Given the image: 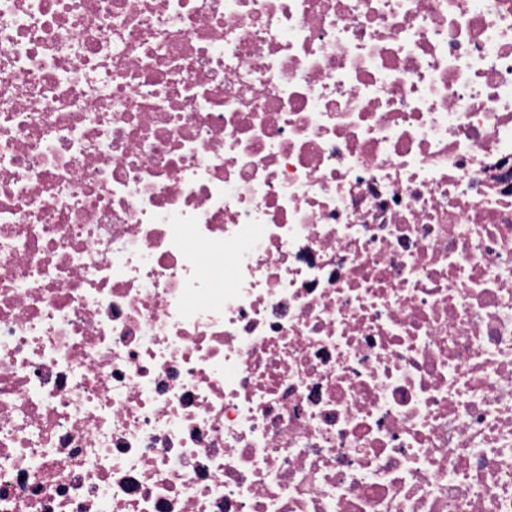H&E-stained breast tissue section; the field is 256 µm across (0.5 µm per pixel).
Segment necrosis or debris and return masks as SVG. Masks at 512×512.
<instances>
[{
    "label": "necrosis or debris",
    "mask_w": 512,
    "mask_h": 512,
    "mask_svg": "<svg viewBox=\"0 0 512 512\" xmlns=\"http://www.w3.org/2000/svg\"><path fill=\"white\" fill-rule=\"evenodd\" d=\"M0 512H512V0H0Z\"/></svg>",
    "instance_id": "obj_1"
}]
</instances>
